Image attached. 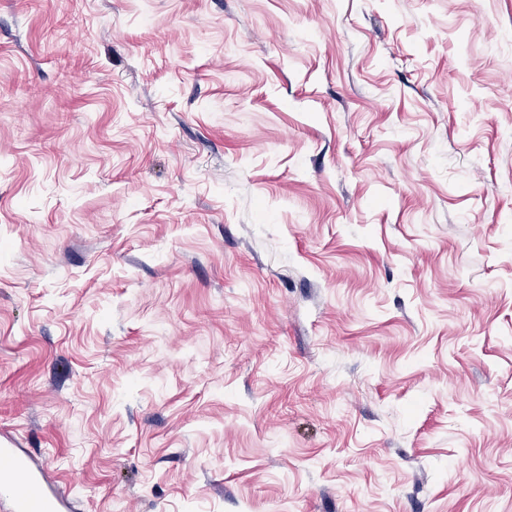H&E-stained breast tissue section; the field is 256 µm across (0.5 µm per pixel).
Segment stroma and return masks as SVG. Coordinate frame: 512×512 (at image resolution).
Listing matches in <instances>:
<instances>
[{
    "instance_id": "35a3bbf8",
    "label": "stroma",
    "mask_w": 512,
    "mask_h": 512,
    "mask_svg": "<svg viewBox=\"0 0 512 512\" xmlns=\"http://www.w3.org/2000/svg\"><path fill=\"white\" fill-rule=\"evenodd\" d=\"M80 512H512V0H0V433Z\"/></svg>"
}]
</instances>
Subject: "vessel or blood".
I'll list each match as a JSON object with an SVG mask.
<instances>
[{
	"instance_id": "obj_1",
	"label": "vessel or blood",
	"mask_w": 512,
	"mask_h": 512,
	"mask_svg": "<svg viewBox=\"0 0 512 512\" xmlns=\"http://www.w3.org/2000/svg\"><path fill=\"white\" fill-rule=\"evenodd\" d=\"M42 467L10 436L0 434V512H75Z\"/></svg>"
}]
</instances>
